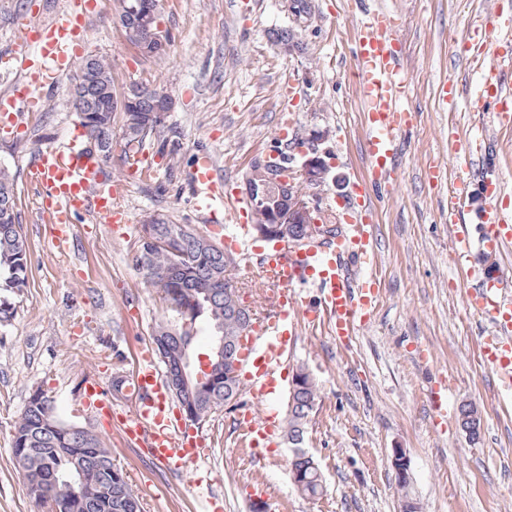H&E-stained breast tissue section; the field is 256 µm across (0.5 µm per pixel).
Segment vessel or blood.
<instances>
[{
  "mask_svg": "<svg viewBox=\"0 0 512 512\" xmlns=\"http://www.w3.org/2000/svg\"><path fill=\"white\" fill-rule=\"evenodd\" d=\"M92 9L90 0H72L65 15L55 21L21 19V42L14 57L19 64H27L28 51L35 47L44 67L29 72L24 82L0 97V112L15 111L20 103L30 109L41 108L40 88L49 78L70 69L72 52L84 40L85 20ZM359 28L355 79L366 104L365 145L372 178L353 182L351 194L364 201L374 188L386 187L410 125V113L405 107L408 78L395 47L398 20L367 12L361 16ZM461 50L476 70L478 100L495 97L511 101L512 92L504 90L499 74L503 66L512 64V29L500 27L493 42L475 34L462 41ZM454 156L465 169L478 174L486 186L488 202L480 216L484 245L492 248L512 242V212L498 204L499 177L479 165L473 151L462 142H455ZM32 179L42 187V214L45 223L53 227L52 243L58 250L69 249L71 228L79 215H91L98 224L130 222L121 203L120 183L107 174L102 159L89 150L82 132H75L62 146L40 151ZM188 179L195 207L207 223L232 225V237L242 260L256 261L276 288L270 309L257 316L250 333L242 339L240 365L251 395L270 401L279 389L278 371L294 345L297 317L310 323L330 322L333 337L341 343L350 340L357 326L370 321L380 287L360 268L374 256V226L367 212L360 211L332 245L310 239L298 245H272L257 253L251 235L256 213L249 202L228 196L209 155L196 156ZM468 209V183L455 181L448 188L447 223L455 255L461 261L471 250L465 222ZM470 279L467 305L493 328L492 334L483 339V360L512 389V296L506 293L503 279H489L476 272ZM306 288L317 291L315 303L307 306L301 296ZM127 390L134 394V403L118 413L116 420L129 443L143 448L169 473L189 474L204 458L205 443L174 404L150 347L140 348ZM107 397L105 389L92 381L85 384L78 402L87 411L101 415L113 410ZM241 429L251 445L267 447L276 437L277 422L272 414L250 412L243 415Z\"/></svg>",
  "mask_w": 512,
  "mask_h": 512,
  "instance_id": "1",
  "label": "vessel or blood"
}]
</instances>
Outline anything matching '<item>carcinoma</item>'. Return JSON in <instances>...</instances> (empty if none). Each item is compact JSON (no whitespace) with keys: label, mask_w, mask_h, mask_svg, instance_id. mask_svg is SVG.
I'll return each instance as SVG.
<instances>
[{"label":"carcinoma","mask_w":512,"mask_h":512,"mask_svg":"<svg viewBox=\"0 0 512 512\" xmlns=\"http://www.w3.org/2000/svg\"><path fill=\"white\" fill-rule=\"evenodd\" d=\"M159 0H120L119 21L134 32L131 41L146 57L161 54L156 41ZM81 85L89 92L93 111L86 113L91 135L100 141L98 154L109 161L112 140V117L118 98L112 91V67L93 58L82 71ZM169 110L166 94L153 90L139 96L123 113L125 161L164 139V112ZM289 160L269 162L268 176L254 180L251 204L258 215L256 227L270 230L288 228V236L305 240L314 236H331L335 228L317 231L308 224L295 223L294 186L279 184L275 177L288 176ZM155 239L141 243L133 263L142 271L146 282L155 289L168 318L157 324L153 343L164 348L167 362L163 366L178 371L184 359L187 337L203 329L212 337L231 342L252 323L253 312L237 305L232 271L235 257L216 246L210 238L191 224H176L161 214L146 220ZM29 253L23 235L21 210L13 176L0 168V323L10 321L15 306L9 296H19L28 288ZM239 382L224 371L174 394L185 416L195 425L206 421L234 394ZM318 389L313 376L301 369L288 394L284 437L288 446L297 449L290 465L297 474L295 485L302 493L315 496L322 488L320 469L303 445L312 417L319 407ZM461 424L473 437L479 435L480 419L474 409L460 410ZM13 457L22 469L26 482L35 485L41 496L37 506L45 512H142L143 506L122 470L112 463V455L98 437L84 429L80 438L69 432V423L61 419L56 407L44 397H29L14 426ZM93 457L97 466L86 472L83 484L71 486L72 461Z\"/></svg>","instance_id":"cac0c4a2"}]
</instances>
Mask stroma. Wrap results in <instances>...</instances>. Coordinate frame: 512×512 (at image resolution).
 <instances>
[{
    "instance_id": "stroma-1",
    "label": "stroma",
    "mask_w": 512,
    "mask_h": 512,
    "mask_svg": "<svg viewBox=\"0 0 512 512\" xmlns=\"http://www.w3.org/2000/svg\"><path fill=\"white\" fill-rule=\"evenodd\" d=\"M298 18L286 0H160L168 44L162 55L142 56L118 21L119 0H99L87 40L76 60L102 57L112 65L116 96L146 85L167 93L165 140L151 174L123 189L135 222L124 237L78 218L70 248L58 252L40 217L38 187L28 169L40 149L59 146L77 129L67 95L71 77L44 86L40 111L20 110V130L0 131V168L14 177L29 246V287L17 298L9 322L0 324V512H38L14 462V425L29 396L44 391L67 420L87 425L112 452L138 494L143 512H209L216 494L223 512H251L256 483L273 496L272 512H403L413 499L419 512H512V405L484 365L481 338L488 325L466 308L470 284L450 246L445 222L450 181L464 177L450 142L483 132L481 162L502 178V208L512 212V116L492 122V104H475L472 76L456 44L489 0H310ZM68 0H0V95L21 79L12 55L22 13L52 21ZM399 13L404 63L410 75L414 126L392 171L393 193L370 195L376 225L372 271L383 288L372 322L345 345L329 324L298 325L288 374L306 368L321 394L305 447L321 469L323 488L309 497L291 479V448L281 443L256 451L234 429L250 397L214 413L201 427L208 454L191 477L168 474L119 430L104 432L102 419L77 410L85 381L111 382L129 374L151 342L164 311L135 267L138 222L153 214L204 229L193 210L183 172L199 153L218 174L243 188L252 164L286 150L276 135L282 117L293 122L302 146L315 145L330 171L319 185L300 176V149L288 150L291 183L317 207L323 223L342 224L353 202L350 184L366 175L362 149L364 103L349 73L355 64L358 19L364 10ZM293 30L297 46L284 50L270 31ZM455 81L463 92L447 111L440 86ZM467 178V177H464ZM469 182L465 215L474 247L469 266L512 272V243L490 252L479 218L486 193ZM468 266V267H469ZM445 385L452 408L469 405L481 418L471 439L457 416L437 420L428 402ZM405 449L410 485L395 479L392 451Z\"/></svg>"
}]
</instances>
